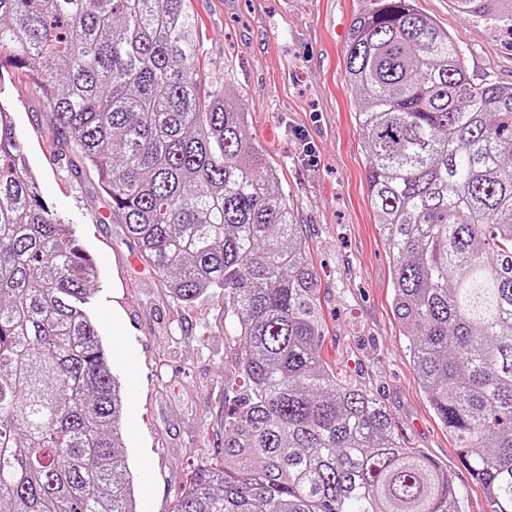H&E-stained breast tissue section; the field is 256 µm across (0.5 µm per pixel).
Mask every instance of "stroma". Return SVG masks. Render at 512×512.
Listing matches in <instances>:
<instances>
[{
	"label": "stroma",
	"mask_w": 512,
	"mask_h": 512,
	"mask_svg": "<svg viewBox=\"0 0 512 512\" xmlns=\"http://www.w3.org/2000/svg\"><path fill=\"white\" fill-rule=\"evenodd\" d=\"M364 0H192L202 82H227L247 134L277 169L318 276L324 361L390 410L408 447L447 469L464 512H490L481 486L435 415L392 307V266L368 198L369 152L345 77L349 30ZM465 51L470 79L512 85V32L461 16L454 0H417ZM16 134L41 197L72 225L100 270L92 315L124 387L121 420L138 512H174L198 466L220 462L224 415L238 386L240 338L216 293L171 296L142 261L95 179L59 157L37 85L5 78Z\"/></svg>",
	"instance_id": "1"
}]
</instances>
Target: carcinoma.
Instances as JSON below:
<instances>
[{"label":"carcinoma","mask_w":512,"mask_h":512,"mask_svg":"<svg viewBox=\"0 0 512 512\" xmlns=\"http://www.w3.org/2000/svg\"><path fill=\"white\" fill-rule=\"evenodd\" d=\"M512 28V0H454ZM191 0H0V77L40 81L64 155L185 304L224 293L244 382L175 512H462L448 470L336 377L312 259L247 113L201 85ZM392 308L491 512H512V86L467 76L416 0H366L345 52ZM98 271L0 101V512H137Z\"/></svg>","instance_id":"1"}]
</instances>
